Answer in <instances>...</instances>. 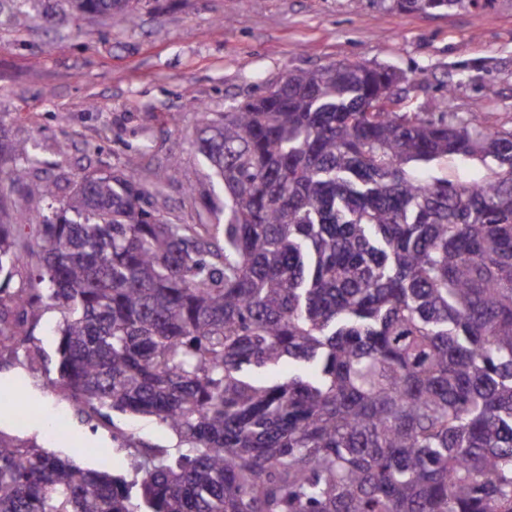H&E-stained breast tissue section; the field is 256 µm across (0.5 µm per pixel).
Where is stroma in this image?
<instances>
[{
	"label": "stroma",
	"instance_id": "35a3bbf8",
	"mask_svg": "<svg viewBox=\"0 0 512 512\" xmlns=\"http://www.w3.org/2000/svg\"><path fill=\"white\" fill-rule=\"evenodd\" d=\"M40 0H15L0 21V128L42 161L48 176L158 167L168 217L212 223L210 185L196 151L204 113H224L291 71L360 61L406 76L413 108L512 126V0L426 16L389 0H142L128 16L42 25ZM425 178L469 182L485 174L461 156L418 164ZM58 310L24 326L44 360L0 351V432L36 440L83 468L132 477L122 439L177 444L156 418L80 411L52 386ZM66 409L50 438L39 413Z\"/></svg>",
	"mask_w": 512,
	"mask_h": 512
}]
</instances>
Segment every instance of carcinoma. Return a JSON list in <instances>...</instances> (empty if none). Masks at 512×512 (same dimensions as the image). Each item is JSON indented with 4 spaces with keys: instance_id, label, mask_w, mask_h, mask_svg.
<instances>
[{
    "instance_id": "obj_1",
    "label": "carcinoma",
    "mask_w": 512,
    "mask_h": 512,
    "mask_svg": "<svg viewBox=\"0 0 512 512\" xmlns=\"http://www.w3.org/2000/svg\"><path fill=\"white\" fill-rule=\"evenodd\" d=\"M98 22L141 0H66ZM489 0H393L407 12ZM388 68L287 73L196 135L213 224L145 207L146 174L87 172L51 217L14 186L59 180L0 132V349L40 304L64 313L53 386L179 437L137 477L0 432V512H512V128L402 107ZM448 155L488 173L417 176ZM288 363V377L258 375ZM59 203L60 201H55L53 205H48L46 201L37 196H30L24 189L18 188L12 196L13 222L20 224L24 232L29 233L28 224H24L28 215L34 211H43L44 214L52 215L55 208L59 207Z\"/></svg>"
}]
</instances>
